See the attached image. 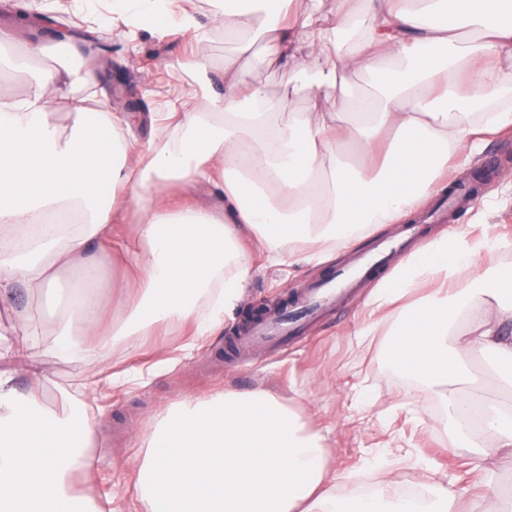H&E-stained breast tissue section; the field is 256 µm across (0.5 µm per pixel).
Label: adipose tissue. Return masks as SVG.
I'll list each match as a JSON object with an SVG mask.
<instances>
[{
	"label": "adipose tissue",
	"instance_id": "ef3b65f1",
	"mask_svg": "<svg viewBox=\"0 0 512 512\" xmlns=\"http://www.w3.org/2000/svg\"><path fill=\"white\" fill-rule=\"evenodd\" d=\"M104 2L132 26L201 28L192 0ZM213 22L242 36L224 60L223 94L211 91L212 65L191 58L210 111L164 113L138 150L124 117L104 109L77 113L66 134L51 123L50 109L68 98L74 46L61 47L48 73L31 65L44 44L17 53L0 42V68L29 76L25 96L0 92V312L25 339L20 347L0 339V512H100L82 491L93 468L87 403L65 389V408L48 409L44 355L74 362L116 345L135 351L140 337L172 323L190 325L197 339L213 335L240 302L254 253L277 264L323 263L370 225L410 218L462 143L480 146L512 126V0H336L332 11L317 0H223ZM461 26L479 38L457 42ZM258 42L276 61L301 56L313 112L273 120L272 103L245 78ZM349 70L366 71L375 93L328 96ZM341 146L357 149L373 175L343 161ZM205 184L222 189L230 218L171 205L170 187ZM474 255L450 233L415 249L375 292L370 317L423 280L449 281L396 320L393 366L442 393L457 442L469 447L478 436L496 447L493 461L479 454L475 466L512 472V406L471 387L469 399L484 407L475 432L451 392L469 384L476 354L488 359V379L512 391V270L475 272ZM109 264L122 272L117 309L100 290ZM66 277L49 338H34L36 314L14 303L16 290L36 297ZM464 310L474 337L449 344ZM112 312L116 320L104 325ZM130 472L145 512H455L457 501L441 483L426 502L337 497L323 436L263 391L172 403Z\"/></svg>",
	"mask_w": 512,
	"mask_h": 512
}]
</instances>
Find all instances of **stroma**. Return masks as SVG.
I'll return each instance as SVG.
<instances>
[{
  "label": "stroma",
  "instance_id": "stroma-1",
  "mask_svg": "<svg viewBox=\"0 0 512 512\" xmlns=\"http://www.w3.org/2000/svg\"><path fill=\"white\" fill-rule=\"evenodd\" d=\"M201 32L180 29H142L130 35L122 22L101 26L74 10H52L47 0H27V15L40 18L39 32L17 24L14 0H0V37L16 50L32 41L72 43L80 55L71 67L77 77L69 92L73 106L54 109L51 119L61 129L73 125L74 105L94 108L95 95L107 90L128 93L143 113L162 112L167 102H184L187 109L202 110L204 99L187 62L195 56L210 60L223 70L226 56L236 52L237 40L226 39L213 28L217 0H194ZM95 42V54L84 53ZM300 61L270 60L261 45H254L247 79L259 86L269 101L289 99L291 109H310L307 93L289 85V73ZM485 173L473 205L460 212L437 216L434 199L413 217L424 240L455 231L474 244L486 238L509 241V248L478 252L477 271L507 267L512 262V127L492 137L477 153L460 148L448 171L449 183ZM396 224H374L352 243L336 246L317 266H272L257 258L260 270L251 279L240 301V310L226 318L220 334L186 349L188 329L169 325L142 337V351L117 346L109 359L91 355L77 362L46 356L45 394L52 409H60L59 388L80 392L99 378L123 373L111 395H97L89 416L95 422L91 445L94 480L90 495L99 503L113 502L128 508L135 490L128 466L144 450V441L157 416L172 402L218 391L250 392L264 389L292 406L309 426L322 430L328 446V464L336 472L337 495H344V474L364 477L372 493H396L401 480L418 481L416 460L446 473L461 495L462 512H483L486 482L512 497V473L486 477L475 469L471 449L457 445L443 429L445 414L438 395L418 382H406L391 363L392 321L380 323L374 336L362 338L371 294L368 282L348 302L309 321L282 356L270 355L266 346H255L247 360H240L230 345L242 319V307H261L292 301L331 270L349 265L353 254L369 249L380 237L399 233ZM175 358L174 367L162 366Z\"/></svg>",
  "mask_w": 512,
  "mask_h": 512
}]
</instances>
